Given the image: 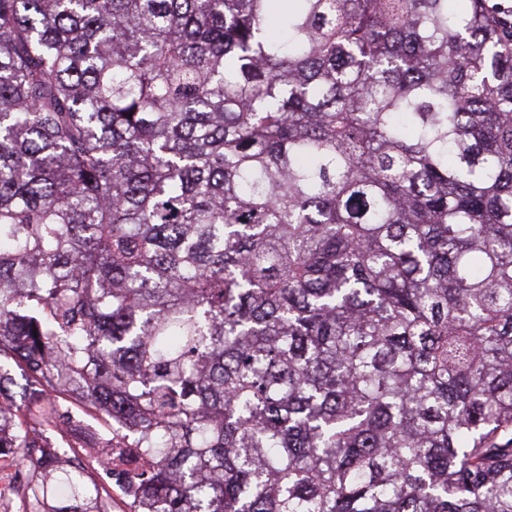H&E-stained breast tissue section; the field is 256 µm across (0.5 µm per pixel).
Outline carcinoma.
I'll return each instance as SVG.
<instances>
[{
    "mask_svg": "<svg viewBox=\"0 0 512 512\" xmlns=\"http://www.w3.org/2000/svg\"><path fill=\"white\" fill-rule=\"evenodd\" d=\"M450 2L0 0V355L132 512H512V0ZM61 417L53 430H49L50 443L55 448H68L78 440L103 443L112 438V420L102 416L91 406L73 405L61 395L55 398Z\"/></svg>",
    "mask_w": 512,
    "mask_h": 512,
    "instance_id": "obj_1",
    "label": "carcinoma"
}]
</instances>
